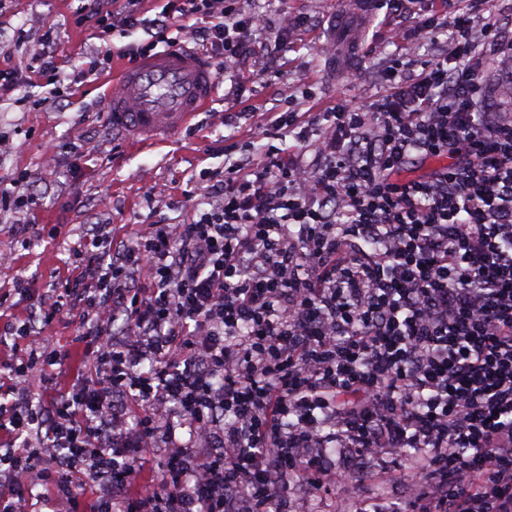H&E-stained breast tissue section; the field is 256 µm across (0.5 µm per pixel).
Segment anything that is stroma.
<instances>
[{
    "mask_svg": "<svg viewBox=\"0 0 512 512\" xmlns=\"http://www.w3.org/2000/svg\"><path fill=\"white\" fill-rule=\"evenodd\" d=\"M82 0H7L0 28L11 41L4 49L16 73L13 89L0 93V194L24 196L27 212L0 203V328L33 310L62 288L88 229L107 225L119 247L161 224H187L201 202L207 175L222 172V145L264 153L275 141L269 119L283 112H317L329 106L370 107L387 85L382 71L402 54L424 55L422 40L393 38V20L372 11L361 23L336 25L348 0H245V10L263 14L264 29L248 33L252 62L246 80H222L211 106L181 134L154 145H137L108 123L107 89L112 71L93 77V58L107 48L148 40L143 30L100 35L77 21ZM288 48L276 38L286 19ZM50 48L57 71L40 69ZM28 219L25 234L14 226ZM29 291H15L16 280ZM28 343L59 350L63 383L89 374L97 344L84 338L77 312L61 313ZM371 478L360 497L344 489L312 491L291 485L288 499L304 512H358L378 500L376 475L396 476L395 457L363 464Z\"/></svg>",
    "mask_w": 512,
    "mask_h": 512,
    "instance_id": "obj_1",
    "label": "stroma"
}]
</instances>
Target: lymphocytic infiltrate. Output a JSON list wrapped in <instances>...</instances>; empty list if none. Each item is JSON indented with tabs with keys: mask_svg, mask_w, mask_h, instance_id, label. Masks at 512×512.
Returning a JSON list of instances; mask_svg holds the SVG:
<instances>
[{
	"mask_svg": "<svg viewBox=\"0 0 512 512\" xmlns=\"http://www.w3.org/2000/svg\"><path fill=\"white\" fill-rule=\"evenodd\" d=\"M416 2L377 5L395 38L447 40L410 79L390 65L376 109L272 120L303 152L233 160L190 223L117 249L93 230L43 318L6 327L23 338L76 309L100 346L66 389L53 349L14 348L0 371L12 396L0 431L19 442L0 453V512H36L48 496L79 512L86 479L99 488L90 512H280L288 483L364 482L337 472L329 448L359 460L418 450L412 494L373 512H512V113L483 108L484 75L512 47L490 0H430L423 14ZM139 4L85 0L82 16L105 33L146 27L152 49L174 22L207 17L191 36L227 74L265 22L240 0H164L145 24ZM439 156L449 165L402 177ZM127 398L146 407L131 428ZM178 422L194 444L174 443ZM163 443L161 480L130 495Z\"/></svg>",
	"mask_w": 512,
	"mask_h": 512,
	"instance_id": "obj_1",
	"label": "lymphocytic infiltrate"
}]
</instances>
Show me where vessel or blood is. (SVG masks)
Instances as JSON below:
<instances>
[{"label": "vessel or blood", "instance_id": "obj_1", "mask_svg": "<svg viewBox=\"0 0 512 512\" xmlns=\"http://www.w3.org/2000/svg\"><path fill=\"white\" fill-rule=\"evenodd\" d=\"M218 87L208 55L184 44L148 53L124 68L108 97L109 121L131 142L150 145L183 130Z\"/></svg>", "mask_w": 512, "mask_h": 512}]
</instances>
